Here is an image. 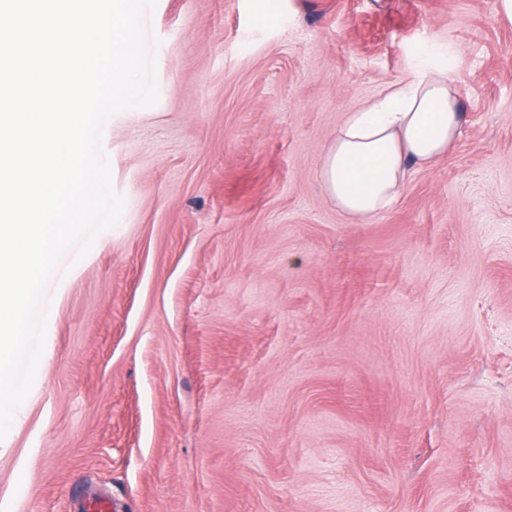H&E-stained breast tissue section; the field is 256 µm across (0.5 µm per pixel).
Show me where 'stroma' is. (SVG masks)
<instances>
[{
    "instance_id": "1",
    "label": "stroma",
    "mask_w": 512,
    "mask_h": 512,
    "mask_svg": "<svg viewBox=\"0 0 512 512\" xmlns=\"http://www.w3.org/2000/svg\"><path fill=\"white\" fill-rule=\"evenodd\" d=\"M158 100L102 128L116 226L67 252L0 512H512L502 0H157ZM448 153L356 222L347 113L424 71Z\"/></svg>"
}]
</instances>
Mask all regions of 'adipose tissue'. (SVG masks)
Listing matches in <instances>:
<instances>
[{"label":"adipose tissue","mask_w":512,"mask_h":512,"mask_svg":"<svg viewBox=\"0 0 512 512\" xmlns=\"http://www.w3.org/2000/svg\"><path fill=\"white\" fill-rule=\"evenodd\" d=\"M461 123L447 80L424 72L346 116L323 152L321 184L337 208L366 219L393 203L411 166L447 152Z\"/></svg>","instance_id":"1"}]
</instances>
